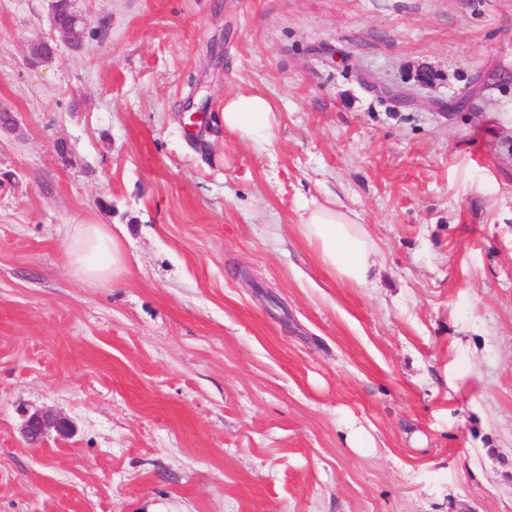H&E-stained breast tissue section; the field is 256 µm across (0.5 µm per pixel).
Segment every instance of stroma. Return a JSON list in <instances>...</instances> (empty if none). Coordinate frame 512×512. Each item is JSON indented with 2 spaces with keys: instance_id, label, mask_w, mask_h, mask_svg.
Here are the masks:
<instances>
[{
  "instance_id": "35a3bbf8",
  "label": "stroma",
  "mask_w": 512,
  "mask_h": 512,
  "mask_svg": "<svg viewBox=\"0 0 512 512\" xmlns=\"http://www.w3.org/2000/svg\"><path fill=\"white\" fill-rule=\"evenodd\" d=\"M74 5L35 64L50 0H0V512H512V0ZM328 198L371 287L299 234ZM78 224L127 275L72 274ZM224 128L257 147L270 144L276 125L269 100L257 93L236 94L224 100ZM298 229L320 264L335 277L358 287L372 283L382 254L357 212L337 209L336 202L312 200L304 207ZM51 429L60 437H68L72 433V424L69 419L60 415L42 411L28 413L24 438L30 446H39Z\"/></svg>"
}]
</instances>
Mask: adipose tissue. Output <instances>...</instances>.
<instances>
[{"label": "adipose tissue", "instance_id": "obj_1", "mask_svg": "<svg viewBox=\"0 0 512 512\" xmlns=\"http://www.w3.org/2000/svg\"><path fill=\"white\" fill-rule=\"evenodd\" d=\"M223 118L226 130L255 146L273 139L275 115L263 95L225 98ZM298 229L324 268L356 286L370 285L382 254L357 212L338 209L332 201L314 200L306 204ZM68 261L75 277L100 283L122 277L129 267L119 239L102 224H79L72 229Z\"/></svg>", "mask_w": 512, "mask_h": 512}]
</instances>
